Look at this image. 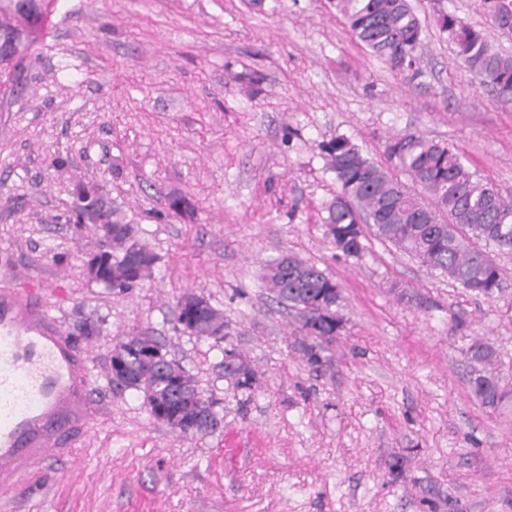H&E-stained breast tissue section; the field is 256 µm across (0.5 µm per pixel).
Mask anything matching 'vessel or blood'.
Here are the masks:
<instances>
[{"instance_id":"1","label":"vessel or blood","mask_w":512,"mask_h":512,"mask_svg":"<svg viewBox=\"0 0 512 512\" xmlns=\"http://www.w3.org/2000/svg\"><path fill=\"white\" fill-rule=\"evenodd\" d=\"M89 359L33 291L0 289V498L17 497L31 467L65 452L101 414Z\"/></svg>"}]
</instances>
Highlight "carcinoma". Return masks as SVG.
Here are the masks:
<instances>
[{"label":"carcinoma","mask_w":512,"mask_h":512,"mask_svg":"<svg viewBox=\"0 0 512 512\" xmlns=\"http://www.w3.org/2000/svg\"><path fill=\"white\" fill-rule=\"evenodd\" d=\"M335 5L356 43L396 72H418L422 26L410 0H335ZM479 6L493 26L512 33V0H479ZM439 22L441 31L456 44L464 67L500 98L511 99L512 55L493 50L483 30L453 14L441 15ZM320 150L339 185L325 218L337 250L346 256L360 255L367 225L380 239L448 274L471 293L490 296L502 289V268L486 246L512 252V200L478 179L455 147L415 133L398 134L386 144L392 170L408 174L432 199L430 204L344 136L322 143ZM89 198L88 193L76 197L73 227L77 233L87 228L84 219L93 205ZM473 238L485 242V247L472 243ZM158 260L137 238L133 225L114 220L112 246L89 257L87 263H96L94 282L125 293L151 278ZM262 279L277 303L295 313L306 337L300 350L314 370L321 369L342 320L340 285L317 265L290 253L270 261ZM177 321L184 323L181 331L190 336L216 343L227 336L224 313L210 304H184ZM468 353L475 365L474 395L486 406H498L509 390L492 372L495 351L476 342ZM224 377L249 391L256 372L239 356L224 366ZM107 379L115 390L137 393L153 419L181 434L211 433L223 420L215 410L217 402L203 397L194 377L168 358L161 342L148 332L112 342Z\"/></svg>","instance_id":"1"}]
</instances>
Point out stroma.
<instances>
[{
	"label": "stroma",
	"mask_w": 512,
	"mask_h": 512,
	"mask_svg": "<svg viewBox=\"0 0 512 512\" xmlns=\"http://www.w3.org/2000/svg\"><path fill=\"white\" fill-rule=\"evenodd\" d=\"M28 49L0 58V289L32 288L86 350L103 416L0 512H512V399L483 405L473 342L512 383V254L478 296L366 232L336 249L324 219L338 185L319 149L348 137L385 164L395 135L458 148L512 199V101L459 61L450 12L512 52L478 0H412L423 26L408 78L356 44L331 0H40ZM98 191L159 256L115 295L84 265L102 239L67 222ZM342 289L343 327L313 370L294 314L262 280L282 253ZM195 291L224 313L222 343L182 333ZM100 336H78L83 323ZM149 330L217 401L214 432L182 436L107 384L116 337ZM232 349L252 391L224 376ZM405 459L392 478L393 457Z\"/></svg>",
	"instance_id": "1"
}]
</instances>
